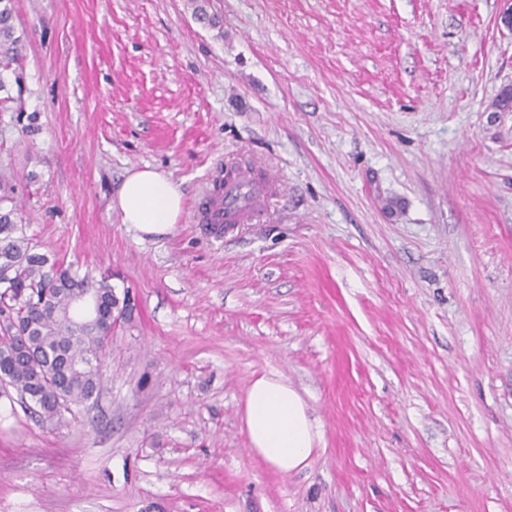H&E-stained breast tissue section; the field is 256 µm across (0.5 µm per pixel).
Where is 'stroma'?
Masks as SVG:
<instances>
[{"mask_svg":"<svg viewBox=\"0 0 512 512\" xmlns=\"http://www.w3.org/2000/svg\"><path fill=\"white\" fill-rule=\"evenodd\" d=\"M504 0H16L0 180L44 253L136 308L60 424L0 397V512H512V32ZM37 114L25 134L22 115ZM282 184L210 235L217 169ZM145 166L184 196L138 239ZM321 441L281 474L241 419L261 374ZM112 208L121 213L124 224L144 235H163L173 230L183 210L178 184L161 172L145 167L131 171L124 179Z\"/></svg>","mask_w":512,"mask_h":512,"instance_id":"35a3bbf8","label":"stroma"}]
</instances>
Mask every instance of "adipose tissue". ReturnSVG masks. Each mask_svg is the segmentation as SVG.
<instances>
[{
	"label": "adipose tissue",
	"instance_id": "ef3b65f1",
	"mask_svg": "<svg viewBox=\"0 0 512 512\" xmlns=\"http://www.w3.org/2000/svg\"><path fill=\"white\" fill-rule=\"evenodd\" d=\"M112 205L120 211L122 222L138 233L163 235L178 222L183 194L163 173L136 169L124 179ZM242 420L252 451L282 473L305 468L320 441L300 393L273 372L250 384Z\"/></svg>",
	"mask_w": 512,
	"mask_h": 512
}]
</instances>
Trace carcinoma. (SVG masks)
<instances>
[{
	"label": "carcinoma",
	"mask_w": 512,
	"mask_h": 512,
	"mask_svg": "<svg viewBox=\"0 0 512 512\" xmlns=\"http://www.w3.org/2000/svg\"><path fill=\"white\" fill-rule=\"evenodd\" d=\"M23 36L14 23V0H0V112L11 109V83L21 85ZM92 291L99 301L97 325L66 318L74 296ZM130 309L128 291L116 292L112 276L79 275L73 264L37 251L14 198L0 183V395L15 391L61 423L73 408L97 397L104 343L112 314Z\"/></svg>",
	"instance_id": "carcinoma-1"
}]
</instances>
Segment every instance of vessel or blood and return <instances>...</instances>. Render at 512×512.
<instances>
[{
    "label": "vessel or blood",
    "mask_w": 512,
    "mask_h": 512,
    "mask_svg": "<svg viewBox=\"0 0 512 512\" xmlns=\"http://www.w3.org/2000/svg\"><path fill=\"white\" fill-rule=\"evenodd\" d=\"M275 190L272 177L249 166L239 167L214 179L210 192L196 209L195 220L217 230L249 223Z\"/></svg>",
    "instance_id": "vessel-or-blood-1"
}]
</instances>
